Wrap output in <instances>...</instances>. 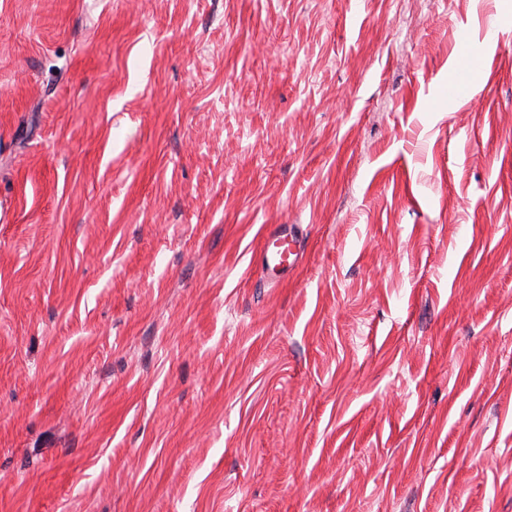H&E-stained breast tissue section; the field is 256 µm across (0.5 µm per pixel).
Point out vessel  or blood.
Here are the masks:
<instances>
[{
    "label": "vessel or blood",
    "mask_w": 512,
    "mask_h": 512,
    "mask_svg": "<svg viewBox=\"0 0 512 512\" xmlns=\"http://www.w3.org/2000/svg\"><path fill=\"white\" fill-rule=\"evenodd\" d=\"M307 247L301 225L276 224L262 234L257 261L270 276L283 279L300 264Z\"/></svg>",
    "instance_id": "vessel-or-blood-1"
}]
</instances>
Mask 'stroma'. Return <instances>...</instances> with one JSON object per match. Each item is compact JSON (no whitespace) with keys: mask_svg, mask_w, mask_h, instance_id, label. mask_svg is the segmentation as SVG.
<instances>
[{"mask_svg":"<svg viewBox=\"0 0 512 512\" xmlns=\"http://www.w3.org/2000/svg\"><path fill=\"white\" fill-rule=\"evenodd\" d=\"M510 16L0 0V512H512ZM308 237L300 224H274L261 236L257 262L273 278L285 279L301 262Z\"/></svg>","mask_w":512,"mask_h":512,"instance_id":"stroma-1","label":"stroma"}]
</instances>
